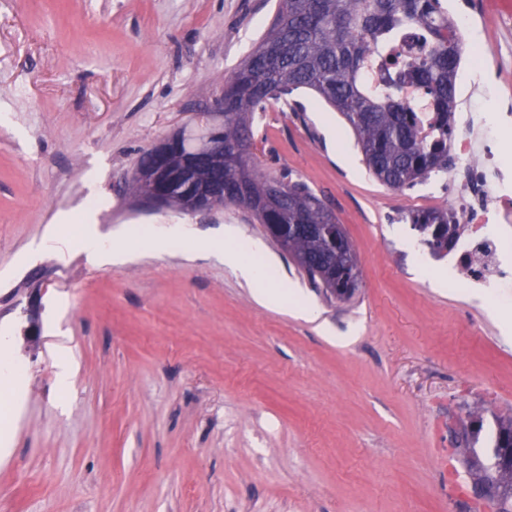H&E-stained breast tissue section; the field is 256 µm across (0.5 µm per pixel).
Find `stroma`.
Segmentation results:
<instances>
[{"label":"stroma","instance_id":"35a3bbf8","mask_svg":"<svg viewBox=\"0 0 512 512\" xmlns=\"http://www.w3.org/2000/svg\"><path fill=\"white\" fill-rule=\"evenodd\" d=\"M275 0H0V334L25 369L0 512H473L450 469L471 420L512 416L498 307L414 267L405 216L448 203V177L402 190L367 171L343 117L254 116L256 160L288 169L361 260L327 297L251 214L136 207L140 154L192 125L256 46ZM159 224L234 225L320 312L260 304L206 251L88 261ZM74 362L60 392L61 352ZM93 224L84 225L83 246L92 262L97 265H119L125 263L129 257L131 249L128 247L105 246L99 240L96 231L92 228Z\"/></svg>","mask_w":512,"mask_h":512}]
</instances>
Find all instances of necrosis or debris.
Returning <instances> with one entry per match:
<instances>
[{
  "mask_svg": "<svg viewBox=\"0 0 512 512\" xmlns=\"http://www.w3.org/2000/svg\"><path fill=\"white\" fill-rule=\"evenodd\" d=\"M457 93L450 149L459 162L452 209L461 229L448 254L453 286L495 289V303L512 302V238L499 228L512 224V104L498 84L484 78L486 57L472 51Z\"/></svg>",
  "mask_w": 512,
  "mask_h": 512,
  "instance_id": "1",
  "label": "necrosis or debris"
}]
</instances>
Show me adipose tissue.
<instances>
[{
  "label": "adipose tissue",
  "mask_w": 512,
  "mask_h": 512,
  "mask_svg": "<svg viewBox=\"0 0 512 512\" xmlns=\"http://www.w3.org/2000/svg\"><path fill=\"white\" fill-rule=\"evenodd\" d=\"M236 242V232L231 227L225 228L224 238L219 242L198 239L190 230L174 227L157 229L151 234L139 238L137 247L143 251L163 253L176 245L183 244L190 248H201L222 255L225 265L239 273L245 281L253 286L255 296L261 304L278 307L287 303V292L280 287L276 279L266 275L263 266L256 264L243 250L237 247Z\"/></svg>",
  "instance_id": "adipose-tissue-1"
}]
</instances>
